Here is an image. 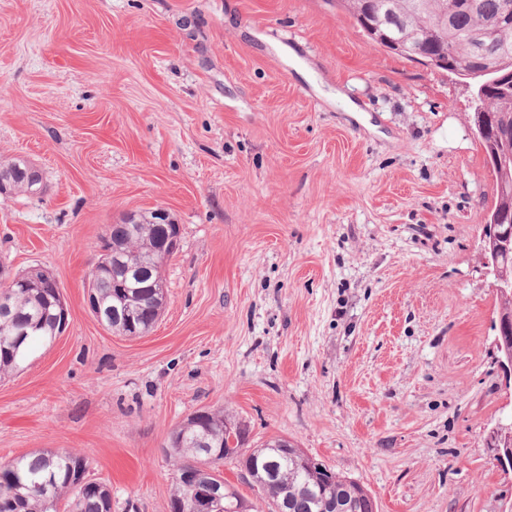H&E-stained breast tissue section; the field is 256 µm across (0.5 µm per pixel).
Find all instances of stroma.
Here are the masks:
<instances>
[{"instance_id": "1", "label": "stroma", "mask_w": 512, "mask_h": 512, "mask_svg": "<svg viewBox=\"0 0 512 512\" xmlns=\"http://www.w3.org/2000/svg\"><path fill=\"white\" fill-rule=\"evenodd\" d=\"M472 97L336 0H0V158L44 178L0 196V265L44 267L70 313L0 381V463L75 450L112 512H169V437L221 407L378 512H512ZM157 208L164 313L113 334L88 273ZM20 163L25 167L21 168ZM12 167H16L19 171L24 173L27 179V186L30 195L40 194L43 190L42 179L38 168L31 162V160L24 156H15L12 158ZM121 223L122 226L125 227L131 224H159L166 229V235L160 242L162 250L167 252H174L178 248L180 226L170 217V213L165 209H155L149 212L148 215L130 213L125 216ZM492 438L498 441V465L506 470H512V424L499 422L492 431Z\"/></svg>"}]
</instances>
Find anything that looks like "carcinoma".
<instances>
[{
    "mask_svg": "<svg viewBox=\"0 0 512 512\" xmlns=\"http://www.w3.org/2000/svg\"><path fill=\"white\" fill-rule=\"evenodd\" d=\"M381 0H336L350 13L366 35L389 51L415 59L422 52L430 65L466 80L477 82L476 112L486 116V129L479 141L492 162L496 184L494 210L512 211V163L496 162L498 138L512 132V0H388L390 10L377 9ZM485 33L484 50L477 52L472 33ZM159 228L146 226L122 248L126 267L151 279L162 277L168 256L158 251ZM101 271L94 283L95 300L101 310H112L126 295L143 291V280L133 277L124 293L112 287V273L106 267L107 255L99 257ZM8 306L0 308V379L23 370L37 346L53 342L59 332L48 315L53 289L34 281L27 288L6 291L0 296ZM166 295L145 297L136 329L150 331L164 310ZM240 428L224 414V409L207 411L203 421L189 417L171 434L173 471L199 463L219 472L221 463L253 470L252 483L266 495L270 507L282 512H323V489L313 482L300 465L306 452L275 438L261 448H244L238 458L228 460V428ZM88 457L67 450L39 451L0 465V512H112V489L103 483L75 486V478L89 471ZM335 512H370V504L356 491L357 482L333 474ZM169 505L181 512H203L202 504L182 483L172 481Z\"/></svg>",
    "mask_w": 512,
    "mask_h": 512,
    "instance_id": "1",
    "label": "carcinoma"
}]
</instances>
